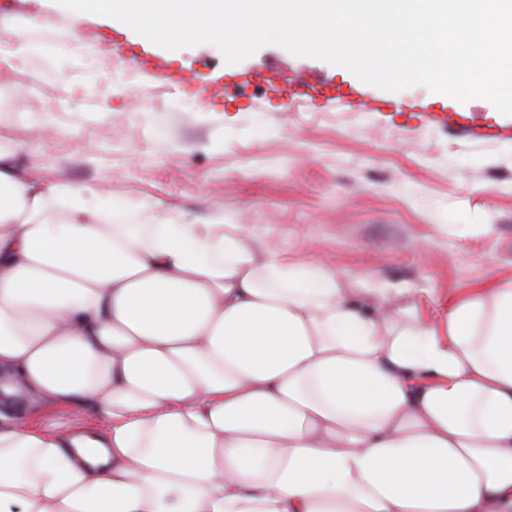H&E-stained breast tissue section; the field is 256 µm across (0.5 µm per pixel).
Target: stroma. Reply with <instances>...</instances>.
Returning <instances> with one entry per match:
<instances>
[{
  "mask_svg": "<svg viewBox=\"0 0 512 512\" xmlns=\"http://www.w3.org/2000/svg\"><path fill=\"white\" fill-rule=\"evenodd\" d=\"M73 31L86 53L57 48L0 71L11 97L0 140L46 181H73L134 204L180 211L187 223L223 215L271 248L304 263L325 261L356 293L390 288L395 307L440 317L448 299L512 278V134L486 139L512 116L491 103L438 97L423 86L369 95L398 112L304 105L218 109L177 85L111 69L98 29L139 43L129 27L77 15L55 0H19L0 14V52L31 45L29 28ZM212 80L276 65L355 83L340 66L269 45L235 65L210 44L167 52ZM467 116L470 129L425 123L413 106ZM491 232H482V225Z\"/></svg>",
  "mask_w": 512,
  "mask_h": 512,
  "instance_id": "stroma-1",
  "label": "stroma"
}]
</instances>
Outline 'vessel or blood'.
I'll return each instance as SVG.
<instances>
[{
    "instance_id": "vessel-or-blood-1",
    "label": "vessel or blood",
    "mask_w": 512,
    "mask_h": 512,
    "mask_svg": "<svg viewBox=\"0 0 512 512\" xmlns=\"http://www.w3.org/2000/svg\"><path fill=\"white\" fill-rule=\"evenodd\" d=\"M98 37L104 45L116 47L121 57L145 74L182 84L192 95L201 97L212 104H221L245 97L248 89L259 87L274 94L283 105H290L295 99L308 96L327 103L346 101L348 105L360 109L366 108L359 91L342 92L336 85L320 80L312 75H286L277 68L267 69L253 76L238 74L229 80H203L199 71L193 68L174 67L163 57L138 51L118 43L114 35L99 32Z\"/></svg>"
}]
</instances>
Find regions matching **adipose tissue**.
I'll list each match as a JSON object with an SVG mask.
<instances>
[{
	"label": "adipose tissue",
	"instance_id": "obj_1",
	"mask_svg": "<svg viewBox=\"0 0 512 512\" xmlns=\"http://www.w3.org/2000/svg\"><path fill=\"white\" fill-rule=\"evenodd\" d=\"M129 210L0 145V512H512V280L397 319Z\"/></svg>",
	"mask_w": 512,
	"mask_h": 512
}]
</instances>
